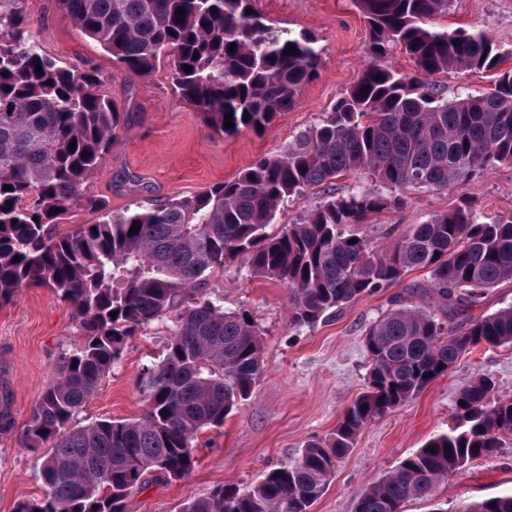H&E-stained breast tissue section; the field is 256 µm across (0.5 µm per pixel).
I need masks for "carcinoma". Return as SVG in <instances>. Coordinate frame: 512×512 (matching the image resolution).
Returning a JSON list of instances; mask_svg holds the SVG:
<instances>
[{
    "instance_id": "1",
    "label": "carcinoma",
    "mask_w": 512,
    "mask_h": 512,
    "mask_svg": "<svg viewBox=\"0 0 512 512\" xmlns=\"http://www.w3.org/2000/svg\"><path fill=\"white\" fill-rule=\"evenodd\" d=\"M58 2L81 34L132 75L149 76L167 57L180 99L218 136L268 129L320 65L316 39L275 26L255 0ZM356 3L370 62L318 124L232 180L114 214L82 188L107 160L123 112L100 93L96 72L43 52L27 0H0V305L41 285L76 311L83 336L61 356L25 425L24 446L43 451L42 494L20 499L13 512H128L134 491L192 472L200 432L222 427L264 368L250 314L197 292L218 268L243 263L283 284L296 331L420 269L438 312L408 302L389 310L365 331L366 390L331 433L307 441L294 463L269 469L252 488L225 485L180 512H310L336 459L369 422L417 396L473 347L512 346V305L470 315L487 290L512 282V213L481 222L458 207L410 225L382 251L342 232L344 224L400 207L404 188L454 189L491 165L512 164V67L498 69L500 53L486 33L435 25L449 0ZM288 46L296 47L291 55ZM394 46L413 72L381 63ZM477 70L494 71L491 86L451 102L428 82ZM356 172L378 189L331 195L285 231H268L288 201ZM77 207L97 212L98 221L59 231ZM135 221L140 229L131 234ZM173 311L162 359L142 372L144 414L79 424L125 340ZM495 389L488 375L464 385L448 431L366 485L356 512H404L405 503L431 496L472 461L497 456L502 436H512V399L495 397ZM13 424L10 389L1 381L0 430ZM460 512H512V493Z\"/></svg>"
}]
</instances>
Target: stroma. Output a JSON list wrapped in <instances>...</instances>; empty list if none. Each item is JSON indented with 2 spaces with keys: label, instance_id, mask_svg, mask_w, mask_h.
I'll list each match as a JSON object with an SVG mask.
<instances>
[{
  "label": "stroma",
  "instance_id": "stroma-1",
  "mask_svg": "<svg viewBox=\"0 0 512 512\" xmlns=\"http://www.w3.org/2000/svg\"><path fill=\"white\" fill-rule=\"evenodd\" d=\"M256 6L275 25L315 37L321 50L318 74L266 131L244 129L219 137L191 105L179 100L168 60H161L150 76L134 77L82 35L57 0H28L44 53L66 65L95 69L102 77L101 93L128 112L125 126L112 139L110 156L86 182L85 194L106 200L118 214L138 202L190 196L232 179L258 157L285 151L331 109L368 64L367 28L355 0H256ZM438 24L487 33L503 67L512 66V0H451ZM403 198L400 208L353 225V232L382 250L393 246L409 225L464 203L489 220L510 213L512 165L491 166L453 190L410 188ZM201 290L222 298L225 309L250 313L262 337L264 371L223 427L200 434L193 471L184 479L157 480L135 492L130 512H179L187 499L224 485L249 488L268 469L293 463L304 443L329 434L364 391L369 369L363 346L366 328L398 300L427 308L433 303L428 274L415 270L399 284L363 295L333 317L295 332L288 325L287 288L250 274L243 265L215 270ZM173 329L166 316L127 339L120 363L105 375L80 414L82 423L144 412L140 372L162 356ZM81 339L74 309L49 289H24L0 306V371L10 383L14 419L11 429L0 431V512H13L19 498L41 492L38 455L24 449L23 430L60 354ZM481 375L496 381L498 398L512 399V348L474 347L419 395L370 422L354 447L337 459L333 480L311 512H355L368 483L452 426L458 390ZM511 491L512 439L507 437L498 456L473 461L441 482L432 500L410 501L404 512H431L435 506L441 512H458L463 504Z\"/></svg>",
  "mask_w": 512,
  "mask_h": 512
}]
</instances>
